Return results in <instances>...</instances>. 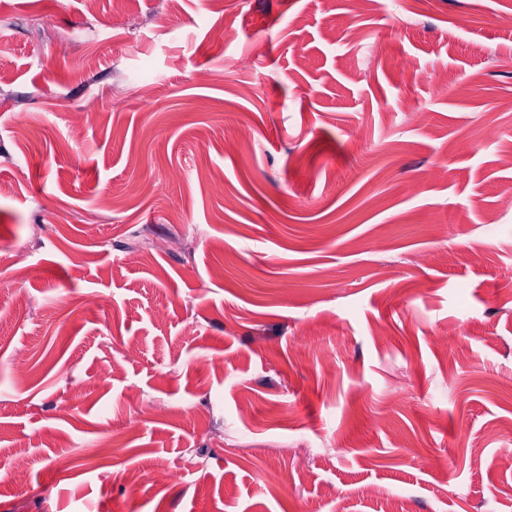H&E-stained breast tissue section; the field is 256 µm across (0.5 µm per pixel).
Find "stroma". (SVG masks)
Instances as JSON below:
<instances>
[{
  "label": "stroma",
  "mask_w": 512,
  "mask_h": 512,
  "mask_svg": "<svg viewBox=\"0 0 512 512\" xmlns=\"http://www.w3.org/2000/svg\"><path fill=\"white\" fill-rule=\"evenodd\" d=\"M0 184V512H512V0H0Z\"/></svg>",
  "instance_id": "obj_1"
}]
</instances>
